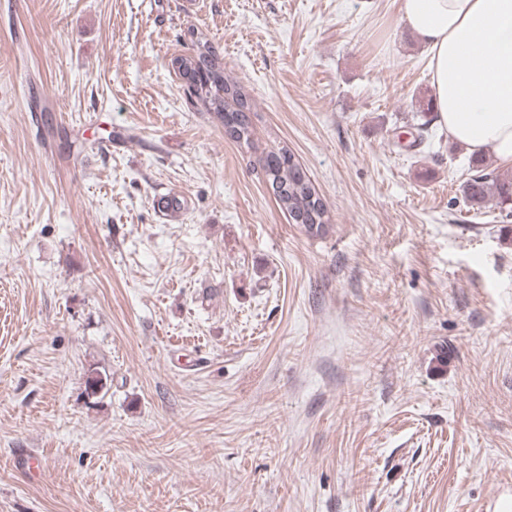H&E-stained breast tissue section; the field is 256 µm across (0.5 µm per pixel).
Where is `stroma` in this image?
Here are the masks:
<instances>
[{"label": "stroma", "mask_w": 512, "mask_h": 512, "mask_svg": "<svg viewBox=\"0 0 512 512\" xmlns=\"http://www.w3.org/2000/svg\"><path fill=\"white\" fill-rule=\"evenodd\" d=\"M400 16L0 0V512H512V215L466 201ZM196 36L252 147L173 72ZM259 166L266 181L273 188L280 209L286 212L295 224H302L306 232L321 234L327 223V211L295 156L287 149L280 148L266 153L259 160ZM276 184L279 190L275 188ZM309 211L315 213L318 223H298V216Z\"/></svg>", "instance_id": "obj_1"}]
</instances>
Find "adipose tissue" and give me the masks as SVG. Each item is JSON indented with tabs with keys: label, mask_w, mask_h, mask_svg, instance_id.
<instances>
[{
	"label": "adipose tissue",
	"mask_w": 512,
	"mask_h": 512,
	"mask_svg": "<svg viewBox=\"0 0 512 512\" xmlns=\"http://www.w3.org/2000/svg\"><path fill=\"white\" fill-rule=\"evenodd\" d=\"M400 11L428 51L449 138L512 165V0H401Z\"/></svg>",
	"instance_id": "obj_1"
}]
</instances>
